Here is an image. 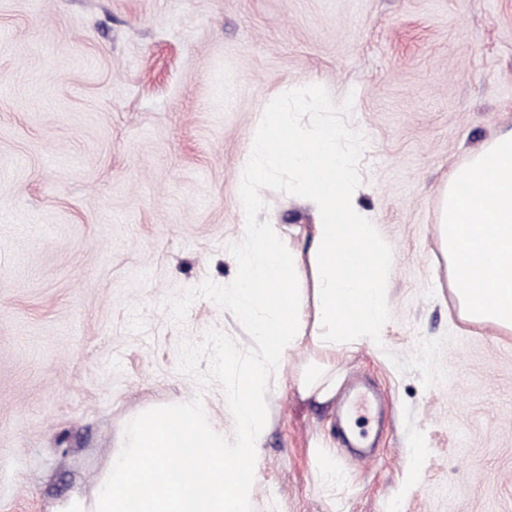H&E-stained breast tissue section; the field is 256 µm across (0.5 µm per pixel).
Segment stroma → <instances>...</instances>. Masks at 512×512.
<instances>
[{
    "label": "stroma",
    "mask_w": 512,
    "mask_h": 512,
    "mask_svg": "<svg viewBox=\"0 0 512 512\" xmlns=\"http://www.w3.org/2000/svg\"><path fill=\"white\" fill-rule=\"evenodd\" d=\"M317 85L388 245V321L320 406L272 381L251 512H512V335L461 324L440 189L512 123V0H0V512L90 497L129 420L235 432L263 347L225 306L252 225L304 226L281 170L243 212L264 111ZM374 452L336 434L344 400ZM333 467L337 480L326 477Z\"/></svg>",
    "instance_id": "35a3bbf8"
}]
</instances>
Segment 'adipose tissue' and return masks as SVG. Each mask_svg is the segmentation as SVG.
Here are the masks:
<instances>
[{"instance_id": "ef3b65f1", "label": "adipose tissue", "mask_w": 512, "mask_h": 512, "mask_svg": "<svg viewBox=\"0 0 512 512\" xmlns=\"http://www.w3.org/2000/svg\"><path fill=\"white\" fill-rule=\"evenodd\" d=\"M316 86L275 103L239 174L242 204L262 205L261 183L280 169L297 180L313 221L291 243L279 224L253 227L240 256V282L230 303L265 346L234 404L235 452L224 433L190 403L132 421L89 503L74 512H248L249 474L263 436L267 383L293 351L317 355L295 383L325 403L339 387L336 353L352 350L385 324L392 256L355 202L357 177L339 132L323 122L298 126L294 116L318 98ZM438 239L458 316L512 335V127L499 130L440 191Z\"/></svg>"}]
</instances>
